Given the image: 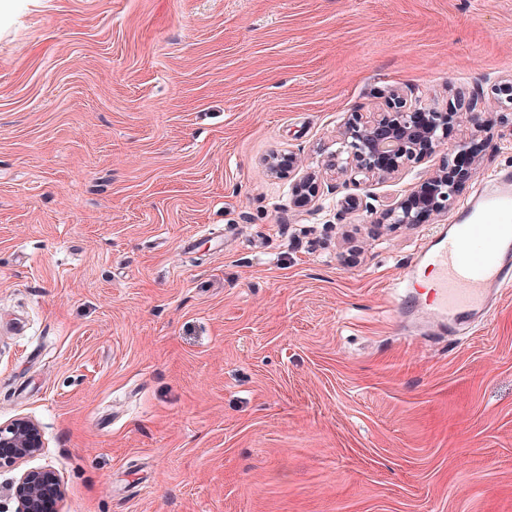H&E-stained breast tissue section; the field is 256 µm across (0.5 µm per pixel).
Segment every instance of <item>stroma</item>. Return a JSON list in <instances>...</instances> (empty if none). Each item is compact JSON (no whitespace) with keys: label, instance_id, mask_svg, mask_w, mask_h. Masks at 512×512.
Listing matches in <instances>:
<instances>
[{"label":"stroma","instance_id":"1","mask_svg":"<svg viewBox=\"0 0 512 512\" xmlns=\"http://www.w3.org/2000/svg\"><path fill=\"white\" fill-rule=\"evenodd\" d=\"M509 75L512 0H0V424L44 439L0 505L50 467L59 512H512V288L427 335L388 292L434 225L367 229L446 152L350 214L324 175L350 113L480 91L456 221ZM262 165L269 176L286 178L299 167V160L293 151L280 150L267 155Z\"/></svg>","mask_w":512,"mask_h":512}]
</instances>
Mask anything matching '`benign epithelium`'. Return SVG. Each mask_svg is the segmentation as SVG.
Here are the masks:
<instances>
[{
  "label": "benign epithelium",
  "instance_id": "obj_1",
  "mask_svg": "<svg viewBox=\"0 0 512 512\" xmlns=\"http://www.w3.org/2000/svg\"><path fill=\"white\" fill-rule=\"evenodd\" d=\"M456 117V106L411 104L396 92L391 94L386 109L356 112L339 128V147L326 163L327 169L344 177V183L358 189L394 181L409 166L433 157L445 145L448 126ZM474 131L453 146L454 159H470L466 168L448 163L428 170L404 197H390L376 221L368 225L369 234L382 236L387 230L433 224L448 213V208L461 196L466 182L476 174L483 144L479 136L485 124L478 113H471ZM262 165L271 177L285 178L299 167L297 155L280 150L267 155ZM291 193L298 201L319 198L317 177L310 176L292 184ZM367 206L358 195L349 194L336 200L341 212H355ZM44 448L39 426L21 417L0 425V469L14 468L38 455ZM15 512H46L49 499L60 501L63 486L51 468H34L22 473L15 484Z\"/></svg>",
  "mask_w": 512,
  "mask_h": 512
}]
</instances>
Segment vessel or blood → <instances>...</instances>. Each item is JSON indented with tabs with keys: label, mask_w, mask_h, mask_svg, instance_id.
Returning a JSON list of instances; mask_svg holds the SVG:
<instances>
[{
	"label": "vessel or blood",
	"mask_w": 512,
	"mask_h": 512,
	"mask_svg": "<svg viewBox=\"0 0 512 512\" xmlns=\"http://www.w3.org/2000/svg\"><path fill=\"white\" fill-rule=\"evenodd\" d=\"M418 262L427 286L394 292L395 314L425 312L442 334L482 321L490 295L512 286V167L499 171L492 189L434 236Z\"/></svg>",
	"instance_id": "b4317fda"
}]
</instances>
